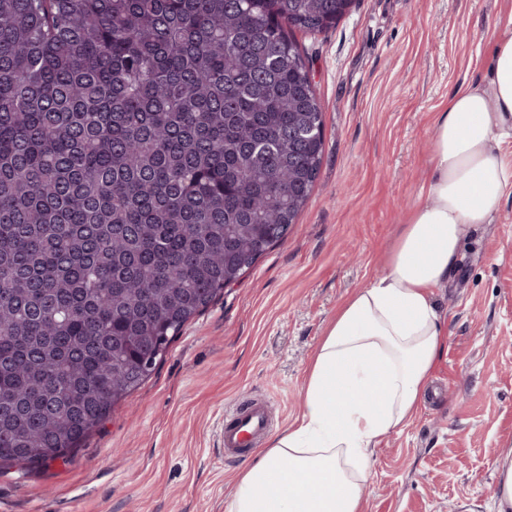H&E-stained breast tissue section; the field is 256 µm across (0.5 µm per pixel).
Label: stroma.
Here are the masks:
<instances>
[{"label": "stroma", "mask_w": 512, "mask_h": 512, "mask_svg": "<svg viewBox=\"0 0 512 512\" xmlns=\"http://www.w3.org/2000/svg\"><path fill=\"white\" fill-rule=\"evenodd\" d=\"M512 0H354L300 41L324 115V153L284 241L190 319L154 373L67 460L0 466V512H224L257 459L224 454V415L269 403L273 431L301 412L311 357L341 302L385 271L426 185L433 125L488 71ZM443 384L376 446L364 512H492L512 448V191L465 236L434 291Z\"/></svg>", "instance_id": "1"}]
</instances>
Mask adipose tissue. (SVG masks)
<instances>
[{
	"label": "adipose tissue",
	"mask_w": 512,
	"mask_h": 512,
	"mask_svg": "<svg viewBox=\"0 0 512 512\" xmlns=\"http://www.w3.org/2000/svg\"><path fill=\"white\" fill-rule=\"evenodd\" d=\"M512 35L488 74L456 90L434 124L432 174L385 272L337 309L309 364L303 409L241 474L225 512H362L372 453L418 410L448 350L433 290L456 268L468 229L489 223L512 164Z\"/></svg>",
	"instance_id": "ef3b65f1"
}]
</instances>
